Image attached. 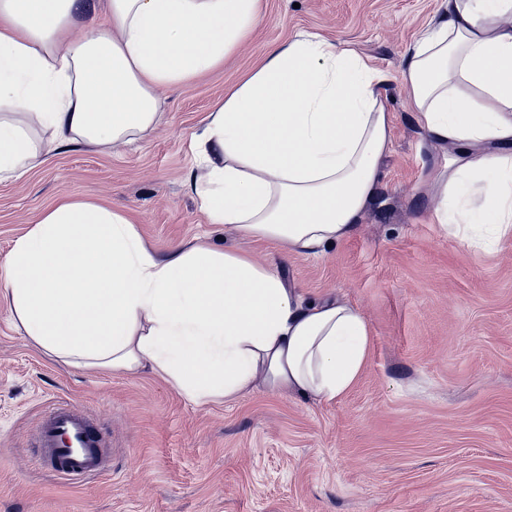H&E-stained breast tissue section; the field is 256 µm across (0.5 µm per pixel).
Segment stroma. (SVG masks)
<instances>
[{
	"mask_svg": "<svg viewBox=\"0 0 512 512\" xmlns=\"http://www.w3.org/2000/svg\"><path fill=\"white\" fill-rule=\"evenodd\" d=\"M441 0H263L223 66L158 93L162 119L133 146L72 145L0 181V278L16 237L63 196L131 213L168 253L233 246L280 268L308 299L344 296L371 328L367 364L330 403L255 388L189 401L151 370L75 368L28 342L0 293V512H512V239L466 247L430 219L447 151L412 118L400 76ZM313 32L386 72L391 148L355 233L316 259L208 223L186 179L191 139L268 46ZM66 400L105 429L108 469L51 476L32 445Z\"/></svg>",
	"mask_w": 512,
	"mask_h": 512,
	"instance_id": "stroma-1",
	"label": "stroma"
}]
</instances>
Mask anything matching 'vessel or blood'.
<instances>
[{
	"mask_svg": "<svg viewBox=\"0 0 512 512\" xmlns=\"http://www.w3.org/2000/svg\"><path fill=\"white\" fill-rule=\"evenodd\" d=\"M36 449L43 467L78 484L106 471L108 448L93 418L73 405H53L38 427Z\"/></svg>",
	"mask_w": 512,
	"mask_h": 512,
	"instance_id": "obj_1",
	"label": "vessel or blood"
}]
</instances>
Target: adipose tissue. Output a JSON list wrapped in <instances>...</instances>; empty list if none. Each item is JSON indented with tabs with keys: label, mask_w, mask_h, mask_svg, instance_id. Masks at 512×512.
<instances>
[{
	"label": "adipose tissue",
	"mask_w": 512,
	"mask_h": 512,
	"mask_svg": "<svg viewBox=\"0 0 512 512\" xmlns=\"http://www.w3.org/2000/svg\"><path fill=\"white\" fill-rule=\"evenodd\" d=\"M108 25L70 31L93 0H0V178L37 167L16 113L55 145L107 147L160 121L157 89L217 67L262 0H108ZM401 77L427 141L447 148L430 181L441 232L488 249L512 237V0H442ZM386 74L314 33L270 48L195 134L189 187L211 223L305 258L351 236L391 146ZM5 294L23 335L64 364L165 376L189 400L256 386L333 401L370 339L339 297L305 301L272 265L199 243L151 250L124 212L65 198L18 238Z\"/></svg>",
	"instance_id": "obj_1"
}]
</instances>
